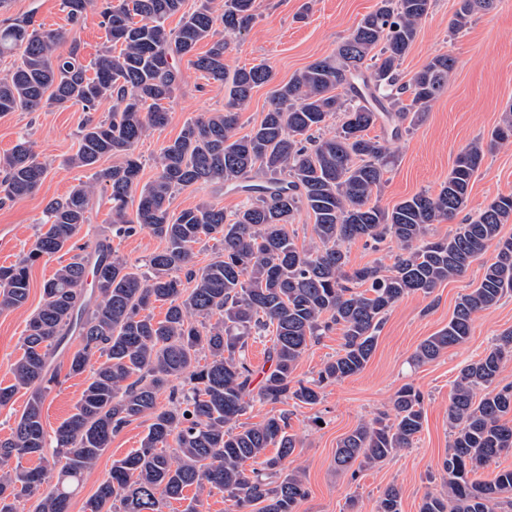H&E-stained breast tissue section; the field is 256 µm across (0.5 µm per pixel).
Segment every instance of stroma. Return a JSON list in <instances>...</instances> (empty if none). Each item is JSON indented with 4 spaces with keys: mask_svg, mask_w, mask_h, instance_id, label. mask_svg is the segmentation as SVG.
Instances as JSON below:
<instances>
[{
    "mask_svg": "<svg viewBox=\"0 0 512 512\" xmlns=\"http://www.w3.org/2000/svg\"><path fill=\"white\" fill-rule=\"evenodd\" d=\"M378 3L257 0L256 18L249 29L228 36L226 62L232 69L265 63L272 68L275 82H287L315 59L334 52L338 42ZM457 3L431 0L429 14L400 66L401 77L406 80L434 56L447 54L455 61L446 88L423 121L391 143L396 162L379 193L382 206L393 207L424 191L437 193L457 154L475 140L488 139L502 113L512 106V0H499L495 9L476 15L464 32L455 35L450 27ZM7 14L14 18L34 15L37 24L47 30L69 27L60 0H10ZM178 67L182 82L169 106L167 124L152 129L137 146L143 161L140 180L144 183L156 174L155 158L161 147L177 137L186 121L224 109L223 85L205 79L189 59L180 60ZM84 117L77 106L0 113V156L23 138L47 168L34 194L0 201V234L8 238L6 245L0 246V265L15 263L27 254L42 229L43 211L50 199L89 181V170L67 163L78 149L79 126ZM508 193H512V145L487 155L473 179L465 209L453 222L432 225L430 237L448 236L456 225L481 212L495 197ZM203 199L228 214L243 201L239 194L203 184L178 191L173 206L181 210ZM109 207L105 192L96 191L90 221L78 234L77 243H85L92 235L109 238L116 253L132 263L161 249L160 240L145 230L130 237H114ZM68 260V254L61 252L36 262L30 271L26 306L0 314V384L6 386L12 381L10 368L23 353L27 321L42 302L44 281ZM483 264V259L474 260L462 276L443 283L431 295L412 294L399 301L388 313L365 368L325 385L317 405L252 401L243 423L258 424L282 414L288 418L289 433L298 441L293 456L285 462L287 468L302 472L308 489L296 512H377L380 496L392 485L401 491L402 512H419L425 493L441 487L439 464L452 440L448 403L454 382L460 369L479 359L495 336L512 330V296L480 312L469 337L438 359L417 365L411 357L424 339L447 325L460 297L480 280ZM341 343V335L335 330L313 342L298 364L296 379H316ZM52 365L59 374V383L46 394L42 408L43 424L49 431L74 412L86 386L85 376L70 375L68 354L56 355ZM407 383L424 395L423 429L412 447L354 475L337 469L334 456L339 442L360 422L391 413L395 392ZM147 431V421L140 419L113 436L109 448L85 474L70 512H86L87 501L107 477L113 461L140 448Z\"/></svg>",
    "mask_w": 512,
    "mask_h": 512,
    "instance_id": "35a3bbf8",
    "label": "stroma"
}]
</instances>
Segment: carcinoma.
Wrapping results in <instances>:
<instances>
[{"mask_svg":"<svg viewBox=\"0 0 512 512\" xmlns=\"http://www.w3.org/2000/svg\"><path fill=\"white\" fill-rule=\"evenodd\" d=\"M61 0L72 27L88 14L99 18L112 46L84 63L77 40L57 52L68 32L43 30L31 15L0 20V55L18 57L0 77V112H35L44 106L79 105L95 112L112 102L102 120L86 118L72 167L93 170L92 181L48 201L46 230L22 260L0 266V312L24 306L30 268L62 250L89 221L97 187L109 192L112 228L132 236L143 229L164 247L144 263H131L98 240L79 248L43 284V302L29 319L23 353L11 365L13 383L0 386V407L28 394L11 434L0 439V512H70L71 498L112 436L149 417L141 448L112 464L109 476L87 503L89 512H164L170 501L198 492L224 491L250 512H296L308 496L300 472L285 471L297 447L286 418L271 416L246 427L239 423L253 393L255 371L247 361L248 339L273 334L269 369L258 395L272 403L315 405L323 385L362 371L377 345L385 315L402 298L428 296L464 274L471 262L493 250L477 286L457 302L448 326L419 344L414 361L437 359L464 342L476 314L512 293V237L501 234L512 219V194L500 195L478 216L445 238L427 239L433 224L452 221L467 204L471 182L484 158L512 144V106L502 113L487 141L476 140L456 156L432 195L418 193L392 208L377 200L394 164L388 140L369 136L377 125L393 140L418 125L438 99L454 59L433 57L408 81L399 67L409 52L431 0H379L336 46L286 83L274 86L261 121L238 133L240 114L255 88L270 84L266 64L229 70L223 34L246 31L256 0ZM498 0H458L452 29L459 33L474 15ZM180 15L175 28L166 21ZM209 48L196 52L201 43ZM224 85V111L186 122L156 158L153 180L140 184L138 143L169 119L167 104L180 82L177 61ZM337 119L330 136L322 130ZM120 159L99 167L103 158ZM45 165L20 140L0 157V199L16 200L40 187ZM215 184L247 194L228 217L200 202L180 211L175 193ZM138 197L135 217L129 201ZM313 218L314 238L298 244L288 226L301 210ZM397 240L401 252L388 269H348L344 245L362 240ZM213 240L217 255L195 268L194 246ZM185 272V278L178 276ZM93 273L94 286L84 282ZM166 307L155 319L153 304ZM341 332L336 356L318 379H295L311 340ZM80 340L69 356V374L91 371L75 412L48 434L42 421L45 394L57 383L52 359ZM512 361V330L498 336L485 354L457 376L448 405L453 432L441 461V489L425 495L420 512H512V468L481 480L478 471L512 450V384L495 386ZM181 380L178 386L173 381ZM486 393L476 398V390ZM169 390V406L158 394ZM394 419L387 415L359 424L336 448V467L373 466L412 446L423 428V394L412 384L396 391ZM277 449L266 456L269 447ZM55 449L58 471L42 465L9 467L11 460ZM260 468L246 473L245 463ZM378 512H401V494L388 487Z\"/></svg>","mask_w":512,"mask_h":512,"instance_id":"carcinoma-1","label":"carcinoma"}]
</instances>
